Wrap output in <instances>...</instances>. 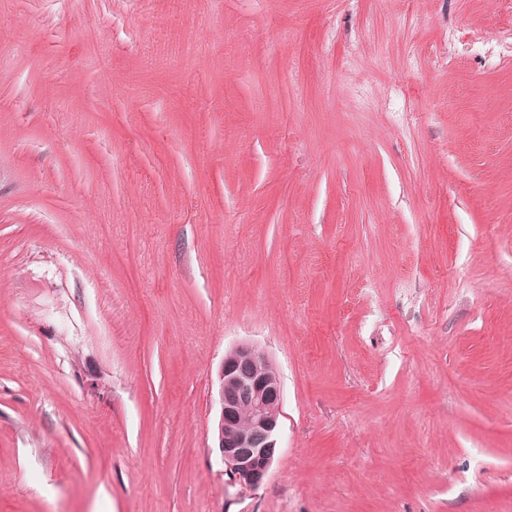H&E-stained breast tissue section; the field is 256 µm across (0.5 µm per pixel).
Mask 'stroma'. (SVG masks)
I'll use <instances>...</instances> for the list:
<instances>
[{"instance_id":"35a3bbf8","label":"stroma","mask_w":512,"mask_h":512,"mask_svg":"<svg viewBox=\"0 0 512 512\" xmlns=\"http://www.w3.org/2000/svg\"><path fill=\"white\" fill-rule=\"evenodd\" d=\"M0 512H512V0H0ZM216 402V448L224 473L240 488L256 489L279 454L282 432L281 381L268 356L247 342L228 350L217 375Z\"/></svg>"}]
</instances>
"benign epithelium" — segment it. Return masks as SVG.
<instances>
[{
  "mask_svg": "<svg viewBox=\"0 0 512 512\" xmlns=\"http://www.w3.org/2000/svg\"><path fill=\"white\" fill-rule=\"evenodd\" d=\"M217 448L224 473L245 490L258 488L279 454L282 387L268 356L241 342L224 354L217 375Z\"/></svg>",
  "mask_w": 512,
  "mask_h": 512,
  "instance_id": "7a95c632",
  "label": "benign epithelium"
}]
</instances>
